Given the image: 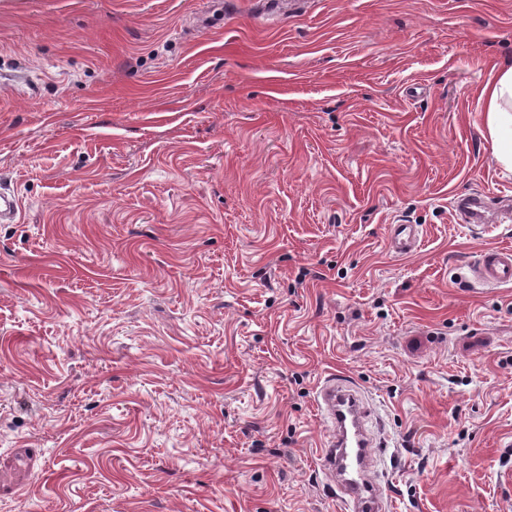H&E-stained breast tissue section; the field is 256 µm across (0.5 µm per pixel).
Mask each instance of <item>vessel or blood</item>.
<instances>
[{"label": "vessel or blood", "mask_w": 512, "mask_h": 512, "mask_svg": "<svg viewBox=\"0 0 512 512\" xmlns=\"http://www.w3.org/2000/svg\"><path fill=\"white\" fill-rule=\"evenodd\" d=\"M459 223L478 227L512 218V201L489 202L481 194L457 197L454 202ZM416 225L393 224L387 234L389 250L397 255L414 253L418 248ZM473 281L493 286L512 285V248L482 249L469 267ZM316 402L330 433L321 450L323 466L341 490L344 512H382L379 486L370 474L374 452L373 434L368 426L364 395L360 388L336 376L321 382Z\"/></svg>", "instance_id": "1"}]
</instances>
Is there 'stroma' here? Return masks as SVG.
<instances>
[{
  "label": "stroma",
  "mask_w": 512,
  "mask_h": 512,
  "mask_svg": "<svg viewBox=\"0 0 512 512\" xmlns=\"http://www.w3.org/2000/svg\"><path fill=\"white\" fill-rule=\"evenodd\" d=\"M259 8L0 0V512H340L333 372L388 512H512V0ZM480 98L488 101L487 127L495 156L512 169V62L493 67ZM487 199L488 197L482 194L457 197L454 208L458 223L478 227L483 224L504 222V219L511 220V200L502 199L490 203ZM419 233L415 224L390 225L387 234L389 250L396 255H409L418 248ZM473 281L493 286L512 285V248L482 249L469 266Z\"/></svg>",
  "instance_id": "stroma-1"
}]
</instances>
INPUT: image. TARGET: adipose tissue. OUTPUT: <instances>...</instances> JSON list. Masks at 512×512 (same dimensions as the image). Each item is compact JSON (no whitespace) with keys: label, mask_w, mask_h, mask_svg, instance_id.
I'll return each mask as SVG.
<instances>
[{"label":"adipose tissue","mask_w":512,"mask_h":512,"mask_svg":"<svg viewBox=\"0 0 512 512\" xmlns=\"http://www.w3.org/2000/svg\"><path fill=\"white\" fill-rule=\"evenodd\" d=\"M480 95L488 101L487 127L495 156L512 169V62L493 67Z\"/></svg>","instance_id":"1"}]
</instances>
